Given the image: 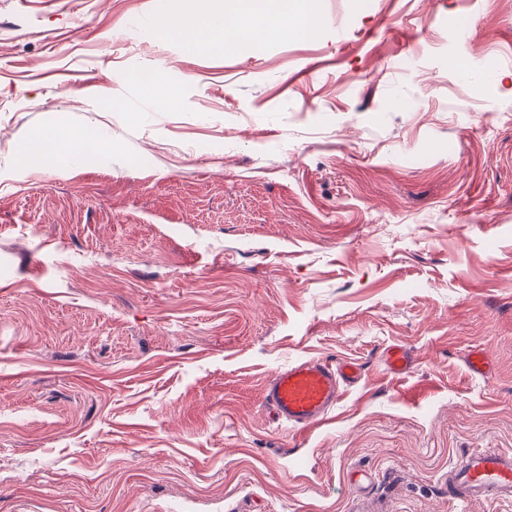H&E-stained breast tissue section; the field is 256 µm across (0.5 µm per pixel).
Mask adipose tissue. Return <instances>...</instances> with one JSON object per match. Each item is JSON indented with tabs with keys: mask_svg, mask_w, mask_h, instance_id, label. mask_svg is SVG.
<instances>
[{
	"mask_svg": "<svg viewBox=\"0 0 512 512\" xmlns=\"http://www.w3.org/2000/svg\"><path fill=\"white\" fill-rule=\"evenodd\" d=\"M322 23L320 0H239L236 13L215 18L208 10L196 16L172 17L163 22L165 34L180 36L185 45H192L196 32L206 29L208 45L215 51H240L260 45L273 34L293 33L311 36ZM95 131H71L54 128L29 138L23 145L24 157L33 164H40L49 155L64 160L67 154L83 152L98 145Z\"/></svg>",
	"mask_w": 512,
	"mask_h": 512,
	"instance_id": "adipose-tissue-1",
	"label": "adipose tissue"
}]
</instances>
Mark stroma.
I'll return each instance as SVG.
<instances>
[{"mask_svg": "<svg viewBox=\"0 0 512 512\" xmlns=\"http://www.w3.org/2000/svg\"><path fill=\"white\" fill-rule=\"evenodd\" d=\"M321 2L219 53L159 19L234 0H0V512H512L448 498L512 451V0ZM52 124L102 147L31 167ZM303 358L363 370L308 433ZM146 75L145 71L138 73L140 87L148 95L155 97L159 104L167 106L172 100V94L164 88L165 79L160 74H152L149 78L142 79ZM412 364L411 354L402 346L395 345L386 350V369L392 374H402L410 369ZM361 375L355 361L301 359L268 378L263 402L278 421L307 433L329 421L344 389Z\"/></svg>", "mask_w": 512, "mask_h": 512, "instance_id": "35a3bbf8", "label": "stroma"}]
</instances>
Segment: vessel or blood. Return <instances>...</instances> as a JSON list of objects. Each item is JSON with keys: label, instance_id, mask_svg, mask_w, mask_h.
Wrapping results in <instances>:
<instances>
[{"label": "vessel or blood", "instance_id": "obj_1", "mask_svg": "<svg viewBox=\"0 0 512 512\" xmlns=\"http://www.w3.org/2000/svg\"><path fill=\"white\" fill-rule=\"evenodd\" d=\"M412 364L402 346L387 349L385 365L402 374ZM361 368L351 360L301 359L276 370L267 380L263 402L275 418L302 432L325 425L345 388L358 384ZM448 497L457 502L512 500V452L477 450L448 471Z\"/></svg>", "mask_w": 512, "mask_h": 512}]
</instances>
